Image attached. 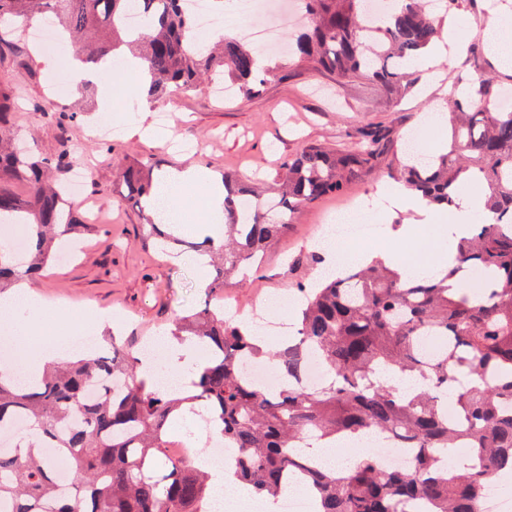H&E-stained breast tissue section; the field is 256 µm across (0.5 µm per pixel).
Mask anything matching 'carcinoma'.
<instances>
[{
	"instance_id": "carcinoma-1",
	"label": "carcinoma",
	"mask_w": 512,
	"mask_h": 512,
	"mask_svg": "<svg viewBox=\"0 0 512 512\" xmlns=\"http://www.w3.org/2000/svg\"><path fill=\"white\" fill-rule=\"evenodd\" d=\"M183 2L0 0V22L48 16L60 42L76 47L85 63L98 65L126 46L144 63L151 97L194 91L205 79H229L238 92L259 94L267 81L262 48L226 38L218 52L194 45ZM302 2L309 24L295 38L289 65L324 71L338 83L368 78L391 96L417 84L414 62L434 48L443 21L425 0H395L370 29L365 0ZM444 3L448 15L481 3L487 16L507 0ZM130 13L141 17L136 32L125 25ZM468 54L474 74L455 77L445 98L447 147L388 172L420 200L446 208L466 189L487 185V221L456 240L448 271L404 281L376 258L298 289V339L268 351L279 378L274 389L243 374L240 360L263 352L247 326L224 319L218 306L172 322L169 335L206 349L190 400L210 410L224 443L239 454L233 476L261 499L278 498L290 475L317 491V512H396V503L414 499L428 501L431 512H479L485 484L512 472V112L494 107L501 83L480 69L487 63L481 38ZM18 96L0 90V181H24L30 193L0 188V224L24 225L26 255L18 261L0 245V292L60 259L54 236L81 228L62 191L44 184L47 172L72 163L71 153L45 157L6 134ZM388 139L373 125L351 149L302 146L279 177L277 197L248 210L241 195L249 187L226 174L224 239H167L219 259L212 294L284 236L298 209L359 181ZM153 176L154 166L138 159L120 172L137 203L151 194ZM472 268L483 275L477 295L461 287ZM104 342L90 355L52 364L34 385L0 370V434H21L13 448L0 447V504L10 512H203L209 472L166 456L167 424L183 400L147 386L142 360L120 337ZM311 356L328 372L314 387L302 383ZM406 377L419 383L412 395L394 385ZM367 430L416 449L413 467L385 470L371 452L338 473L303 453L311 440ZM46 444L67 458L74 481L65 489L41 452ZM461 444L484 458L483 468L453 472L441 465Z\"/></svg>"
}]
</instances>
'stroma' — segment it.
I'll use <instances>...</instances> for the list:
<instances>
[{
    "instance_id": "stroma-1",
    "label": "stroma",
    "mask_w": 512,
    "mask_h": 512,
    "mask_svg": "<svg viewBox=\"0 0 512 512\" xmlns=\"http://www.w3.org/2000/svg\"><path fill=\"white\" fill-rule=\"evenodd\" d=\"M468 17V12L456 13V37L444 56L434 58L432 79L395 104L374 81L339 84L328 75L292 67L269 77L253 97L218 99L204 87L150 100L143 94L142 80L125 73L105 87L84 89L85 109L70 122L68 136L70 146L85 149L97 161L85 186L97 204V220L78 234L82 252L35 277V289L47 306L37 333L54 324L53 308L61 305L72 320L101 314L120 336L154 340L176 315L200 309L207 301L200 283L212 280V268L197 263L193 253H168L146 231L148 209L128 200L118 172L133 158L152 160L162 171L201 165L218 176L244 175L265 192L303 145L349 147L369 123L379 122L387 127L390 143L362 179L348 194L299 209L258 270L241 284L225 288L221 298L248 309L312 286L321 264L307 256L322 252L319 224L337 207L357 199L370 204L380 227L378 236L359 243V250L378 255L400 248L428 255L442 242L439 229L424 224L412 239L396 237V229L411 223L415 213L391 203L393 182L387 171L403 160L406 134H414L421 148L442 137V130L427 121L443 104L449 79L470 67L467 47L475 34L465 24ZM66 57L62 47L51 56L33 53L25 36L15 42L12 53L0 58V87L24 92L17 123L30 135L31 148L44 155L61 148L50 110L66 111L74 102L67 91L53 108L44 95L52 76L70 81L63 65Z\"/></svg>"
}]
</instances>
